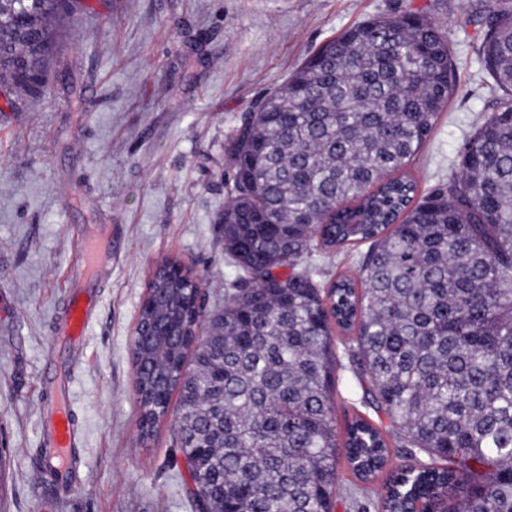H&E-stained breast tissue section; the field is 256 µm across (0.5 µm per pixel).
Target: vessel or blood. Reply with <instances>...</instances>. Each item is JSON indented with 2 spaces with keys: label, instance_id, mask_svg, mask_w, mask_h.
Wrapping results in <instances>:
<instances>
[{
  "label": "vessel or blood",
  "instance_id": "1",
  "mask_svg": "<svg viewBox=\"0 0 512 512\" xmlns=\"http://www.w3.org/2000/svg\"><path fill=\"white\" fill-rule=\"evenodd\" d=\"M79 263L88 275H96L112 264L110 233L105 229L87 230L79 253ZM95 296L87 288L76 287L70 296L66 316L59 329L69 343L82 345L95 306ZM74 429L64 388H57L54 408L44 425L42 468L68 478L71 473Z\"/></svg>",
  "mask_w": 512,
  "mask_h": 512
}]
</instances>
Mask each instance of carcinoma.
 I'll use <instances>...</instances> for the list:
<instances>
[{"label": "carcinoma", "instance_id": "1", "mask_svg": "<svg viewBox=\"0 0 512 512\" xmlns=\"http://www.w3.org/2000/svg\"><path fill=\"white\" fill-rule=\"evenodd\" d=\"M63 3L0 0L1 79L42 76ZM481 21L501 94L446 184L420 194L408 172L457 91L445 28L420 13L328 40L234 129L222 220L240 276L209 352H189L199 291L170 257L147 288L178 302L184 344L134 338L141 441L178 416L182 454L203 452L197 512H333L382 474L383 512H512V8L483 0ZM362 244L357 276L327 286L306 261ZM339 383L389 426L357 409L337 433ZM392 427L428 461L387 469Z\"/></svg>", "mask_w": 512, "mask_h": 512}]
</instances>
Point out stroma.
Instances as JSON below:
<instances>
[{"label": "stroma", "instance_id": "1", "mask_svg": "<svg viewBox=\"0 0 512 512\" xmlns=\"http://www.w3.org/2000/svg\"><path fill=\"white\" fill-rule=\"evenodd\" d=\"M481 0H70L43 81H0V512H196L170 421L139 443L131 340L155 262L178 258L206 313L238 269L220 217L233 130L325 41L409 12L444 25L458 88L409 168L420 190L458 170L499 95L475 51ZM112 267L82 348L53 336L88 226ZM66 380L79 472L37 473L40 384Z\"/></svg>", "mask_w": 512, "mask_h": 512}]
</instances>
